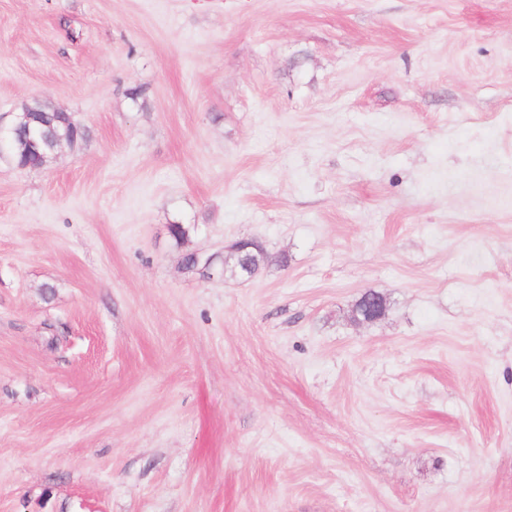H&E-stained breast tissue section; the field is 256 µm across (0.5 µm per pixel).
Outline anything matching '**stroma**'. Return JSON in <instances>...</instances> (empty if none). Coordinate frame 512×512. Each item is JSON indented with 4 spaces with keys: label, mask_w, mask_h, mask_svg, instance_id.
<instances>
[{
    "label": "stroma",
    "mask_w": 512,
    "mask_h": 512,
    "mask_svg": "<svg viewBox=\"0 0 512 512\" xmlns=\"http://www.w3.org/2000/svg\"><path fill=\"white\" fill-rule=\"evenodd\" d=\"M37 100L85 135L0 153V512H512V0H0Z\"/></svg>",
    "instance_id": "1"
}]
</instances>
